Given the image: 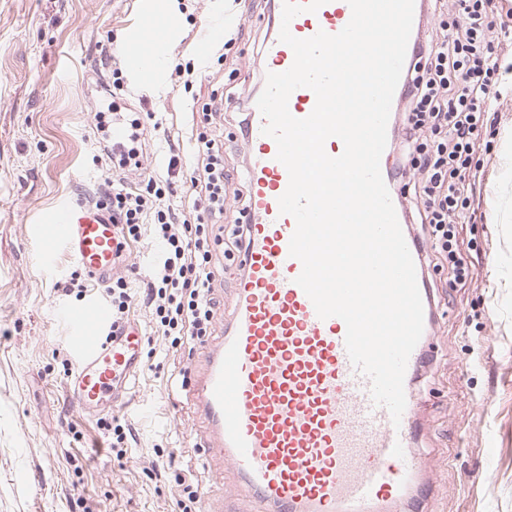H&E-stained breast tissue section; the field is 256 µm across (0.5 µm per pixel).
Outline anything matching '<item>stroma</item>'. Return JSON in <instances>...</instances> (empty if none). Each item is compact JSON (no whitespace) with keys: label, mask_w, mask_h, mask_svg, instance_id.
I'll list each match as a JSON object with an SVG mask.
<instances>
[{"label":"stroma","mask_w":512,"mask_h":512,"mask_svg":"<svg viewBox=\"0 0 512 512\" xmlns=\"http://www.w3.org/2000/svg\"><path fill=\"white\" fill-rule=\"evenodd\" d=\"M146 6L176 19L172 68L149 88L125 74L116 104L157 113L162 127L147 137L162 175L171 150L192 158L196 105L260 94L250 61L269 32L262 0H0V512H174L182 486L216 487L200 460L201 420L177 393L203 367L206 346L189 357L167 352L147 309L132 303L128 320L156 356L116 412L134 434L116 458L99 418L76 410L66 391L63 362L73 354L57 312L79 301L54 284L56 272L78 265L63 251L44 265L32 233L59 203L96 191L102 169L90 114ZM220 12L238 17L224 32L227 59L199 67L195 42ZM187 63L197 80L186 89L173 67ZM496 107L503 119L483 126L471 159L478 209L456 228L474 279L462 288L447 269L426 272L437 326L413 390L429 485L414 491L408 512H512V169L502 157L512 148V83ZM159 449L173 457L162 474Z\"/></svg>","instance_id":"stroma-1"}]
</instances>
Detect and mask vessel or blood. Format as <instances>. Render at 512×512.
<instances>
[{
  "mask_svg": "<svg viewBox=\"0 0 512 512\" xmlns=\"http://www.w3.org/2000/svg\"><path fill=\"white\" fill-rule=\"evenodd\" d=\"M351 15L347 0H327L317 12L296 16L290 31L301 39L321 30L335 34ZM227 24L221 14L207 20L196 44L201 60L223 41ZM171 39L170 21L145 12L127 48L129 69L143 82L153 81L168 66ZM293 61L292 49L273 35L253 65L264 75L286 71ZM315 104L313 91L302 87L292 92L288 107L302 119ZM264 124L258 108H251L245 170L249 234L237 257L244 275L235 290L233 318L224 336L211 343L207 369L192 385L207 422L203 454L238 472L258 512H404L424 472L415 450L414 393L406 391L401 423L393 425L388 410L373 402L368 378L349 360L345 322L320 319L297 285L302 263L289 254L296 221L278 205L289 175L276 158V142L262 133ZM45 222L39 237L44 263H52L62 248L89 278H109L117 227L108 216L83 202H64ZM420 294L424 329L407 364L408 386L435 331L431 293L424 288ZM60 317L77 358L66 385L70 400L84 413L117 410L115 382L131 380L143 364L140 331H113L108 304L94 297L83 307L61 310Z\"/></svg>",
  "mask_w": 512,
  "mask_h": 512,
  "instance_id": "1",
  "label": "vessel or blood"
}]
</instances>
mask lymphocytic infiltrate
I'll list each match as a JSON object with an SVG mask.
<instances>
[{"label": "lymphocytic infiltrate", "instance_id": "f902f5d3", "mask_svg": "<svg viewBox=\"0 0 512 512\" xmlns=\"http://www.w3.org/2000/svg\"><path fill=\"white\" fill-rule=\"evenodd\" d=\"M493 0H430L440 23L412 49L417 62L398 101L399 162L389 174L399 183L417 238L455 283L467 286L473 272L457 245L455 227L471 208L464 185L479 146V130L499 98L507 68L499 48L512 27L493 21ZM100 153L107 164L95 204L118 228L117 261L128 242L153 247L155 260L144 279L142 303L171 352L204 343L224 307L217 291L221 259H234L247 237V196L224 163V108L203 104L197 114L190 189L192 214L167 204L172 178L152 173L143 147L146 127L131 112H94ZM123 121L127 140L110 142V121Z\"/></svg>", "mask_w": 512, "mask_h": 512}]
</instances>
